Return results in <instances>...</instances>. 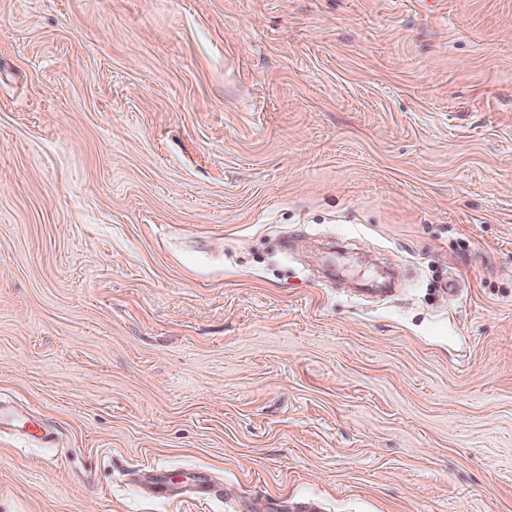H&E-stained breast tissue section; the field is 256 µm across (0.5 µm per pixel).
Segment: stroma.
I'll list each match as a JSON object with an SVG mask.
<instances>
[{"label":"stroma","mask_w":512,"mask_h":512,"mask_svg":"<svg viewBox=\"0 0 512 512\" xmlns=\"http://www.w3.org/2000/svg\"><path fill=\"white\" fill-rule=\"evenodd\" d=\"M314 501L512 512V0H0V512ZM145 475L152 494L161 500H173L188 490L202 497L221 495L220 485L201 473L190 477L187 483H176L168 474L158 469H151Z\"/></svg>","instance_id":"stroma-1"}]
</instances>
